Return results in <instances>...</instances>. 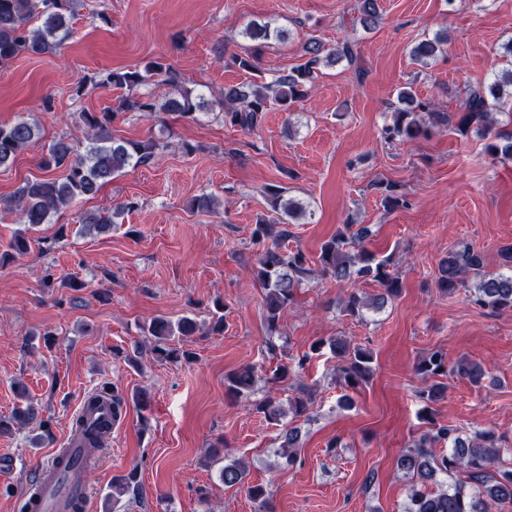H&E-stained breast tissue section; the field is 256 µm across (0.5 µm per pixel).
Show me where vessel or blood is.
<instances>
[{
    "instance_id": "vessel-or-blood-1",
    "label": "vessel or blood",
    "mask_w": 512,
    "mask_h": 512,
    "mask_svg": "<svg viewBox=\"0 0 512 512\" xmlns=\"http://www.w3.org/2000/svg\"><path fill=\"white\" fill-rule=\"evenodd\" d=\"M85 454V449L72 439L54 450L28 488L22 502L24 512H70L73 503L87 502L89 490L81 465Z\"/></svg>"
}]
</instances>
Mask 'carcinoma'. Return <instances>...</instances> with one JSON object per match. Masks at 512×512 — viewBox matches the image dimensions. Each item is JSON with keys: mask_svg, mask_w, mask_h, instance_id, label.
<instances>
[{"mask_svg": "<svg viewBox=\"0 0 512 512\" xmlns=\"http://www.w3.org/2000/svg\"><path fill=\"white\" fill-rule=\"evenodd\" d=\"M359 24L365 30L375 28L381 20L379 0H359ZM84 7V0H0V65L22 53L45 54L60 49L72 35V20ZM242 34L253 46L234 56L238 69L256 75L258 55L261 47L270 41L283 42L284 30L274 22L251 21ZM447 39L440 35L424 38L411 48V56L422 65H429ZM305 62L293 67L267 83L254 79L224 89L220 102L224 110V122L243 130L258 126L268 103L275 102L284 110L307 99L312 92L321 69L333 67L345 61L353 65L357 59L356 42L347 39L333 49L324 48L316 40H309L304 48ZM171 87L162 98L152 93H141L139 89L151 84L152 79ZM89 81L95 85H110L127 89L119 104L124 112H172L182 117H191L206 110L210 104L194 90L183 86L176 73L161 60L147 63L141 70H110L105 74H93ZM400 106L391 113V121L385 125L384 138L390 142L415 139L428 131V127L454 128L466 136L474 131L485 140L484 151L503 160H512V131L500 126L497 115L512 103V68L493 75L488 86L469 89L463 111L456 113L437 112L427 99H421L413 86L408 85L398 93ZM112 112H84L82 122L86 128L83 138L61 135L48 145L41 160L46 170L61 169V178L26 180L13 197V205L22 223L31 230L47 224L55 214L68 207L76 198L93 197L107 183L128 168H137L151 162L155 154L168 147L165 136H153L134 141L112 135ZM40 138L37 122L20 118L15 122L0 124V168L12 164L19 153L30 143ZM286 189L271 186L268 190L270 206L279 218L268 221L259 219L253 231L255 242L274 238L263 246L257 255L254 277L263 290V307L269 338L268 350L276 351L273 341L279 330L281 315L296 301V295L310 273L305 256L283 246L281 238L288 230H274L282 223L281 216L303 219L309 214L308 205L285 196ZM137 208V203L127 201L119 204L107 214L95 213L85 217L83 229L98 234L112 230L116 219ZM371 235L370 228L346 224L320 247L318 262L324 274L338 283H354L361 278L378 282L383 293L371 300L353 291L344 300L343 312L351 317L365 319L368 311L378 312L387 302L399 297L403 281L400 275L389 270L391 260L377 258L365 247ZM31 242L24 233H19L0 253V264L29 252ZM503 266L508 272L491 273L485 270V259L481 251L464 246L452 248L439 260L436 286L444 295H452L468 288L473 280L470 301L482 309L492 312L512 311V244L500 250ZM143 333L153 341L155 357L164 362L189 359L188 353L176 348L172 340L176 337L192 336L198 330L194 318L183 316L176 320L156 317L142 327ZM329 347L336 357L337 377L342 388L339 404L350 406L352 393L368 386L375 375L373 354L370 350L355 346L340 336L318 339L311 344L310 351L294 358L295 367L302 370L312 355ZM290 364H280L266 383L281 386L291 379ZM454 372L461 377L479 383L486 375L483 367L467 358H462L453 367H448L447 355L440 349L427 352L414 366L415 374L425 386L418 392L424 403L422 418L430 425L412 446L400 454L397 468L406 479L403 512H494L505 504L512 505V462L506 464L503 455L512 453V448L502 444V436L493 428L480 430L470 435L452 424H436L433 414L435 405L446 398V387L439 378ZM259 379L256 368L242 367L226 377L225 387L235 396L250 398L255 393ZM17 405L7 416L0 415V436L10 434L38 419L39 409L31 401L26 386L13 383ZM312 403V392L300 387L298 395L283 403L267 391L260 400L251 402L252 410L263 414L272 424L281 422L288 414L301 416L308 412ZM71 430L88 444H96L97 428L87 424L82 416L72 420ZM448 442V453L437 455L432 444ZM300 431L294 427L280 435L273 455L294 466L300 462ZM247 466L235 461L221 469V479L226 488L245 489L252 501L258 505L257 512H268L269 499L266 486L251 485L247 481ZM137 484V473L131 472L112 481V496H121ZM438 490L433 491L429 486Z\"/></svg>", "mask_w": 512, "mask_h": 512, "instance_id": "obj_1", "label": "carcinoma"}]
</instances>
